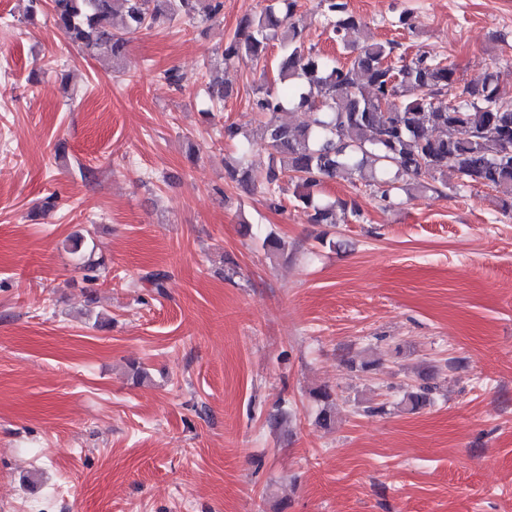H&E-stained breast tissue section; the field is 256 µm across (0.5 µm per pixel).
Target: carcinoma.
I'll return each mask as SVG.
<instances>
[{
	"mask_svg": "<svg viewBox=\"0 0 512 512\" xmlns=\"http://www.w3.org/2000/svg\"><path fill=\"white\" fill-rule=\"evenodd\" d=\"M56 27L64 39L90 55H104L119 65L127 55L129 35L165 20L193 24L217 21L224 0H51ZM323 24L348 61L330 58L305 44L298 0H270L260 11L244 15L215 62L227 65L240 57L260 61L270 43L281 55L277 79L258 85L251 108L263 121L259 134L270 150L261 180L269 200L279 197L286 179H295L298 200L311 224L336 223V209L360 212L356 200L328 202L320 188L345 177L360 183L382 202L402 191L407 195L440 192L448 178L459 185L480 183L497 192L503 215L512 217V98L502 95L497 72L486 69L464 85L458 100L455 68L426 52L408 60L391 41L367 36V23L348 0H318ZM232 89L210 82L211 106H221ZM304 111L307 119L289 125L278 114ZM224 179L249 191L256 188L251 168L240 159L225 166ZM84 280H98L102 261L87 255L84 235L70 238ZM424 382L406 396L410 410L432 401ZM319 424L336 423L333 395L319 388Z\"/></svg>",
	"mask_w": 512,
	"mask_h": 512,
	"instance_id": "cac0c4a2",
	"label": "carcinoma"
}]
</instances>
